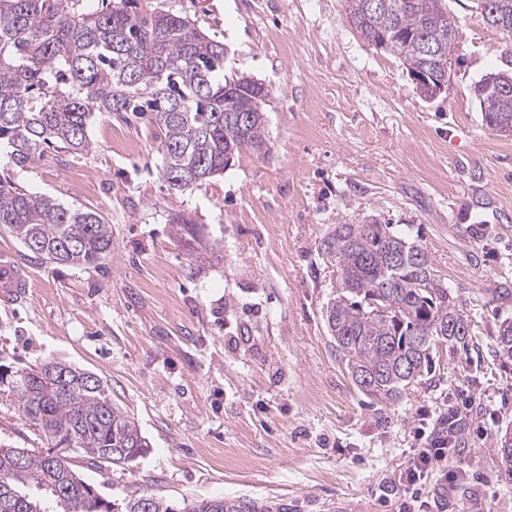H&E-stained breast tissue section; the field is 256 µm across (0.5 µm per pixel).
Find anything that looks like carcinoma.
<instances>
[{
  "label": "carcinoma",
  "instance_id": "obj_1",
  "mask_svg": "<svg viewBox=\"0 0 512 512\" xmlns=\"http://www.w3.org/2000/svg\"><path fill=\"white\" fill-rule=\"evenodd\" d=\"M80 0H0V165L26 168L44 150L89 149L96 113L145 117L160 132L162 176L184 191L224 174L243 150L267 152L269 90L249 77H224V42L172 12L134 10L117 0L86 13ZM344 0L346 15L370 46L398 58L407 72L448 59L456 30L442 0ZM483 21L505 35L492 72L512 83V0H490ZM481 113L512 122V96L485 77L474 87ZM0 229L52 263L95 265L112 254V224L101 213L30 193L0 177ZM318 254L335 267L336 295L323 318L336 352L365 395L391 400L429 375L438 346L468 349L455 297L424 249L378 220L331 224ZM496 353L512 358V321H501ZM25 419L43 433L46 451L0 444V512H102L94 484L72 457L78 448L100 469L128 466L148 451L135 419L112 401L97 374L62 362L10 373ZM122 512H288V504L213 498L178 505L142 495Z\"/></svg>",
  "mask_w": 512,
  "mask_h": 512
}]
</instances>
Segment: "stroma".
I'll use <instances>...</instances> for the list:
<instances>
[{
  "label": "stroma",
  "mask_w": 512,
  "mask_h": 512,
  "mask_svg": "<svg viewBox=\"0 0 512 512\" xmlns=\"http://www.w3.org/2000/svg\"><path fill=\"white\" fill-rule=\"evenodd\" d=\"M140 3L224 40L225 75L268 89V151L178 193L152 126L99 114L88 151L49 150L10 170L27 191L107 215L113 247L76 267L0 237L32 276L26 298H0V365L55 360L102 378L150 444L128 466L81 465L118 503L247 496L291 512H398L410 499L415 512H512L496 443L512 433V359L493 341L512 303L491 294L512 285V137L486 127L474 96L501 33L472 0H444L458 60L426 101L397 58L359 37L343 0ZM180 218L198 251L177 235ZM372 219L424 248L474 334L469 351L440 346L431 373L394 401L357 388L322 316L336 270L318 255L320 235ZM452 406L466 422L459 452L399 486L417 430ZM0 442L47 446L3 391ZM459 465L460 482L442 480Z\"/></svg>",
  "instance_id": "35a3bbf8"
}]
</instances>
